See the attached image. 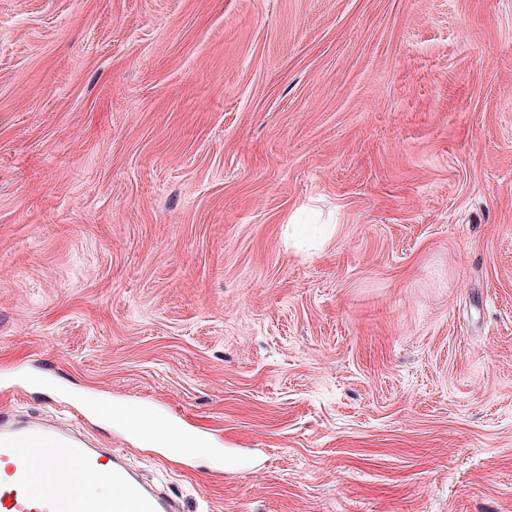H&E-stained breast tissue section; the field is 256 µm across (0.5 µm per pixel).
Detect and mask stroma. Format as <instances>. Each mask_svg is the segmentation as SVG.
I'll return each instance as SVG.
<instances>
[{"label":"stroma","mask_w":512,"mask_h":512,"mask_svg":"<svg viewBox=\"0 0 512 512\" xmlns=\"http://www.w3.org/2000/svg\"><path fill=\"white\" fill-rule=\"evenodd\" d=\"M2 405L187 512H512V0H0Z\"/></svg>","instance_id":"35a3bbf8"}]
</instances>
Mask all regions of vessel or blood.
Masks as SVG:
<instances>
[{"label":"vessel or blood","instance_id":"b4317fda","mask_svg":"<svg viewBox=\"0 0 512 512\" xmlns=\"http://www.w3.org/2000/svg\"><path fill=\"white\" fill-rule=\"evenodd\" d=\"M97 473L113 488L111 506L79 497L70 476ZM0 512H179L145 484L121 453L89 447L39 421L16 423L0 407Z\"/></svg>","mask_w":512,"mask_h":512}]
</instances>
